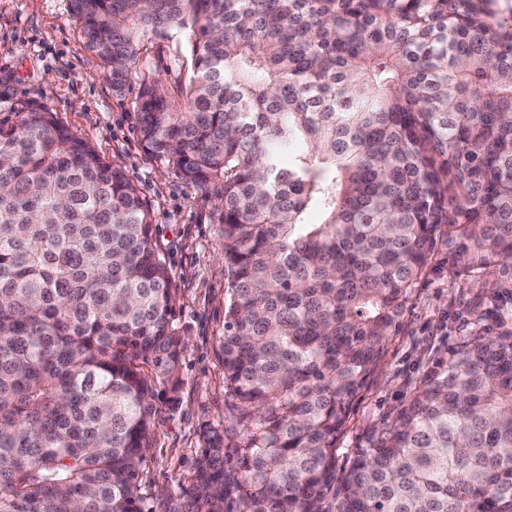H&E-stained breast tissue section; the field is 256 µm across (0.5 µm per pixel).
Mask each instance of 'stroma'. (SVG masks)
I'll use <instances>...</instances> for the list:
<instances>
[{
	"instance_id": "35a3bbf8",
	"label": "stroma",
	"mask_w": 512,
	"mask_h": 512,
	"mask_svg": "<svg viewBox=\"0 0 512 512\" xmlns=\"http://www.w3.org/2000/svg\"><path fill=\"white\" fill-rule=\"evenodd\" d=\"M0 72L13 75L0 124L39 104L109 162L134 176L153 213L171 274L175 319L185 337L177 403L159 399L152 446L140 477L144 512H201L193 473L204 429L232 423L224 404V301L230 279L224 238L196 187L144 153L136 104L144 79L157 77L183 107L192 65L187 31L143 34L125 86L114 89L82 43L68 0H0ZM469 242L441 231L426 270L405 303L374 378L353 406L337 446L344 475L357 451L391 423L422 378L445 366L460 336L512 328V263L470 260Z\"/></svg>"
}]
</instances>
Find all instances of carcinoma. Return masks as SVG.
Instances as JSON below:
<instances>
[{
    "label": "carcinoma",
    "mask_w": 512,
    "mask_h": 512,
    "mask_svg": "<svg viewBox=\"0 0 512 512\" xmlns=\"http://www.w3.org/2000/svg\"><path fill=\"white\" fill-rule=\"evenodd\" d=\"M121 88L189 30L140 143L214 204L230 277L204 512H512V329L463 338L336 484L440 226L512 260V0H69ZM323 217L305 222L309 212ZM134 177L39 105L0 125V512H143L184 338Z\"/></svg>",
    "instance_id": "obj_1"
}]
</instances>
